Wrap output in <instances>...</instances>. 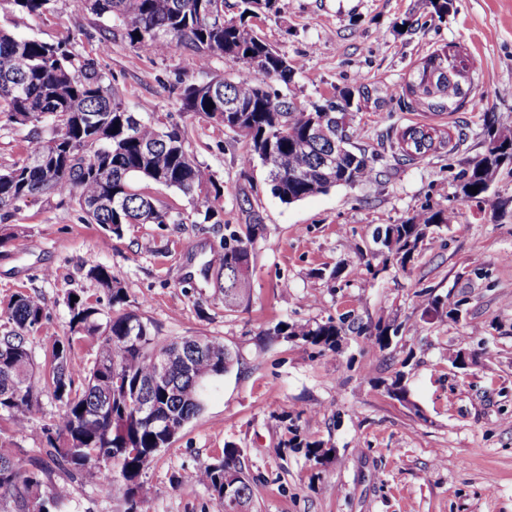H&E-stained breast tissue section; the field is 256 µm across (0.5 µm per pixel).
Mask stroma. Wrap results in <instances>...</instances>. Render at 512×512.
<instances>
[{"label": "stroma", "mask_w": 512, "mask_h": 512, "mask_svg": "<svg viewBox=\"0 0 512 512\" xmlns=\"http://www.w3.org/2000/svg\"><path fill=\"white\" fill-rule=\"evenodd\" d=\"M5 21L21 37L72 39L129 111L178 124L216 183L193 199L146 185L171 223L129 224L118 237L80 223L54 194L0 223V325L15 294L41 297L47 316L30 342L37 365L71 333L67 291L107 308L105 291L86 276L96 265L127 288L158 336L219 338L235 356L205 386L201 412L143 474L142 512H218L209 492L183 477L228 444L242 451L254 512H512V166L483 199L459 197L462 172L512 122V0H453L442 18L428 0H281L279 13L252 19L257 35L297 63L288 90L297 102L335 101L362 85L384 97L354 100L348 114L351 143L371 157L372 177L291 205L271 194L242 138L180 108L173 85L229 75L224 58L136 50L84 0H51L35 14L0 0ZM444 46L470 70L468 102L456 112L414 110L402 89L419 59ZM414 124L449 135L451 149L401 160L396 135ZM32 138V125L0 116V168L21 162ZM210 197L221 223H188L193 200ZM448 207L453 224L430 228L407 268L366 271L376 227ZM249 209L264 224L251 298L229 310L203 266L225 226H244ZM324 269L336 279L321 278ZM435 296L459 303V318L430 310ZM330 319L347 326L336 352L272 333L281 322ZM378 323L397 330L388 348L369 336ZM459 353L462 368L453 362ZM396 381L399 396L389 391ZM56 411L42 395L25 430L0 420V441L52 468L41 427ZM312 441L326 450L322 460L306 456ZM53 480L68 486L62 512L125 510L93 485L59 473Z\"/></svg>", "instance_id": "obj_1"}]
</instances>
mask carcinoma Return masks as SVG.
I'll use <instances>...</instances> for the list:
<instances>
[{"label": "carcinoma", "instance_id": "1", "mask_svg": "<svg viewBox=\"0 0 512 512\" xmlns=\"http://www.w3.org/2000/svg\"><path fill=\"white\" fill-rule=\"evenodd\" d=\"M279 0H238L237 17L224 19L227 0H87L88 9L118 25L137 50L164 53L182 46L206 62L221 56L234 77L208 83H178L181 110L212 119L241 137L251 157L267 169L272 194L282 203L302 201L341 183L352 186L370 177L365 154L346 149L337 167H321L333 151L316 135L346 118L334 101L304 106L281 95L274 83L290 84L296 63L259 38L247 18L262 10H278ZM472 83L464 60L443 47L424 56L406 83L405 95L422 112H456L467 103ZM214 108H209V104ZM0 114L14 123L39 124L51 119L48 140L31 141L27 157L0 170V222L9 220L28 198L55 194L60 204L76 208L79 221L99 224L121 235L127 224H168L171 217L137 182L175 189L187 196L213 184L209 170L188 151L181 129H162L149 117L130 112L116 101L94 59L74 53L71 42L47 44L18 38L0 25ZM433 127L410 125L396 138L404 157H424L449 145ZM505 165H512V127H500L463 174L461 195L479 200ZM478 187V193L469 187ZM445 209L413 215L376 231L379 248L367 260L368 273L385 272L390 264L410 263L429 227L449 224ZM246 233L230 229L225 245L213 251L205 274L215 276L224 307L240 306L250 297L253 246L262 230L259 216L250 217ZM86 276L102 286L109 310L103 311L67 292L71 328L78 332L55 341L47 354L50 371H35L31 335L46 317L38 296L19 294L8 307V327L0 332V417L23 430L29 415L49 394L58 412L41 432L47 453L66 476L120 497L127 512H137L142 473L158 449L202 410L205 382L228 372L233 355L224 342L205 338L206 351L192 348V337L162 340L151 322L127 310L126 288L104 266ZM78 300H71V296ZM344 323L283 325L273 335L300 339L323 350H336ZM95 342L93 360L76 359L75 346ZM168 357L170 377L155 382L157 358ZM146 392L157 416L139 419L128 400ZM187 479L205 486L221 512H228L224 480L236 482L237 512H249L250 478L241 450L202 462ZM52 484V471L31 468L24 449L0 444V512H58L68 494L65 484Z\"/></svg>", "mask_w": 512, "mask_h": 512}]
</instances>
